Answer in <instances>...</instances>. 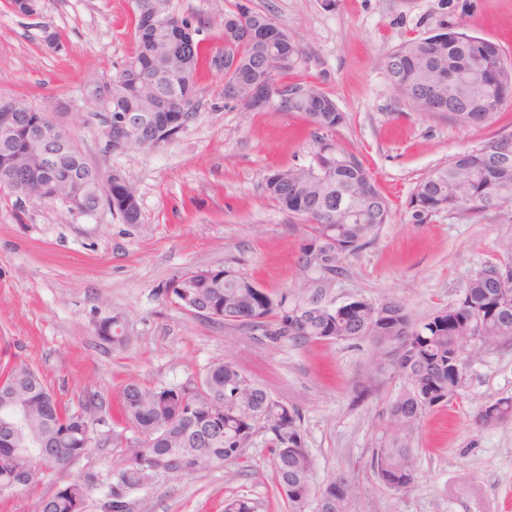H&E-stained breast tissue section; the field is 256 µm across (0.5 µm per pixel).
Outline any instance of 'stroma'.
<instances>
[{
	"instance_id": "stroma-1",
	"label": "stroma",
	"mask_w": 512,
	"mask_h": 512,
	"mask_svg": "<svg viewBox=\"0 0 512 512\" xmlns=\"http://www.w3.org/2000/svg\"><path fill=\"white\" fill-rule=\"evenodd\" d=\"M286 30L302 51L295 76L317 83L344 115L338 142L355 154L387 198L391 216L376 240L336 274L303 265L302 224L268 200L265 175L309 165L315 134L300 116L243 112L224 101L222 69H205L196 117L157 147L105 155L94 87L134 50L131 0H41L39 17L0 0V98L24 97L67 127L87 162L121 169L136 187L141 218L126 224L108 207L76 216L60 202L0 196V367L36 369L70 407L94 401L100 442L87 457L26 491L0 496V512H35L40 498L98 473L85 512H98L121 462L119 397L135 381L177 384L231 361L272 396L299 408L315 481L342 476L350 512H512V422L477 427V408L512 396V343L484 350L464 343L462 399L436 409L418 428L391 425L404 388L392 372L371 376L369 340H271L258 330L201 320L165 297V284L190 269L230 267L295 307L318 299L402 301L423 324L456 303L467 280L512 243V205L478 214L416 216L411 194L431 171L500 132L512 131V100L492 124L461 127L414 112L388 81L383 61L396 46L461 27L512 58V0H247ZM212 52L223 47L224 0H172ZM61 46L42 44V29ZM120 316L127 336L112 348L96 323ZM371 393L354 402L357 383ZM408 444L416 468L407 493L380 484L377 448ZM245 466L158 476L133 491L135 512H223L244 495L263 512H284L264 435Z\"/></svg>"
}]
</instances>
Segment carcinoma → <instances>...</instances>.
<instances>
[{
  "label": "carcinoma",
  "mask_w": 512,
  "mask_h": 512,
  "mask_svg": "<svg viewBox=\"0 0 512 512\" xmlns=\"http://www.w3.org/2000/svg\"><path fill=\"white\" fill-rule=\"evenodd\" d=\"M132 2L136 50L112 76L100 107L112 113L138 112L150 104L151 120L158 126L173 112L189 121L202 92L199 73L207 65L217 66L216 55L194 37L189 21L177 29L154 18L157 0ZM283 34L285 30L270 17L245 11L238 2L224 12L222 56L237 62L234 71H224V96H229L232 85L242 94L251 90L252 81L271 65L263 39ZM286 52L288 63L275 68V83L278 96L288 97V106L276 99L261 111L300 115L317 134L315 155L329 149L336 167L324 173L313 161L279 170L264 177V189L288 218L306 227L302 262L309 264L327 246L331 253L321 258L320 270L334 272L375 241L381 225L389 222L390 209L362 162L336 143L344 115L335 101L318 87L293 79L302 59L300 47L290 42ZM384 67L390 68L388 80L410 108L460 126L492 122L503 106L502 95L512 92V60L499 46L453 29L430 44L425 38L403 42L387 54ZM28 117L26 126L12 135L0 132L1 192H37L51 181L65 192L78 179L90 212L110 203L124 223H139L140 208L127 205L117 189L105 187L97 167L84 157L70 156L52 171L29 165L24 155L27 139L49 119L32 107ZM483 146L488 152L472 149L459 154L420 181L409 200L417 215L482 213L512 204V133H499ZM168 299L179 309L191 305L220 311L224 325L260 327L272 340H370L380 362L407 382L389 410L391 424L400 429L418 426L428 412L448 405V395L461 394L466 367L458 363L462 353L458 330L470 325L475 313H482L478 343H512V291L492 287L480 272L467 281L454 306L420 326L396 300L373 304L357 299L335 317L321 314L325 306L312 300L305 305L312 315L297 319L290 315L285 297L228 268L184 280ZM95 331L106 343L118 347L126 343L117 316L98 321ZM8 397L25 405L29 417L18 427V447L0 449V484L26 475L33 465L39 467V474L30 477L35 483L89 454L90 428L105 423L90 406L73 409L62 404L39 373L22 362L0 370V417ZM497 403L501 404L497 410L491 405L477 410V426L512 421V398ZM120 412L138 442L125 446V435L112 434L125 461L112 471L108 492L99 501L100 512H113L116 500L156 477L160 466L187 475L209 468L211 461L220 466L239 463L262 431L268 435L273 477L286 512H349L344 478H333L321 487L315 483V464L299 409L273 397L232 362L218 363L201 377L167 387L131 382L123 388ZM373 469L379 482L396 492L408 490L416 479L410 449L402 444L378 449ZM97 483V475L88 473L41 498L37 512H74L76 500L86 501ZM258 509V502L244 495L224 500V512Z\"/></svg>",
  "instance_id": "1"
}]
</instances>
